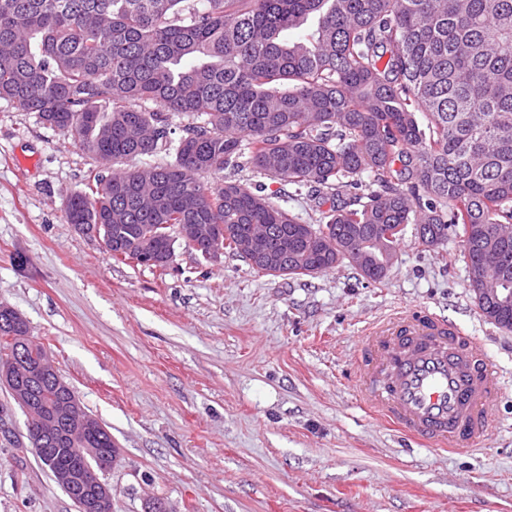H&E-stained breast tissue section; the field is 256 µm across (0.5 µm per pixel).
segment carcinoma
I'll use <instances>...</instances> for the list:
<instances>
[{
    "label": "carcinoma",
    "instance_id": "cac0c4a2",
    "mask_svg": "<svg viewBox=\"0 0 512 512\" xmlns=\"http://www.w3.org/2000/svg\"><path fill=\"white\" fill-rule=\"evenodd\" d=\"M184 2L0 0V100L112 167L68 198L67 223L115 259L148 241L155 267L198 235L233 253L266 236L284 266L259 273L347 260L375 282L412 224L463 239L470 286L512 290V0ZM245 167L329 208L310 224L261 184L208 181ZM481 312L512 330V302ZM27 389L52 475L101 469L112 436L49 439L39 415L60 391Z\"/></svg>",
    "mask_w": 512,
    "mask_h": 512
}]
</instances>
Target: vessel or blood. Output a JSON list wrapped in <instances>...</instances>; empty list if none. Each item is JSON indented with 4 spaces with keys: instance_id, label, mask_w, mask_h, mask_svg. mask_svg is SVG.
<instances>
[{
    "instance_id": "1",
    "label": "vessel or blood",
    "mask_w": 512,
    "mask_h": 512,
    "mask_svg": "<svg viewBox=\"0 0 512 512\" xmlns=\"http://www.w3.org/2000/svg\"><path fill=\"white\" fill-rule=\"evenodd\" d=\"M356 365L360 400L396 432L467 451L495 430L496 365L454 322L396 312L372 324Z\"/></svg>"
}]
</instances>
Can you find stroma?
Instances as JSON below:
<instances>
[{
    "label": "stroma",
    "instance_id": "obj_1",
    "mask_svg": "<svg viewBox=\"0 0 512 512\" xmlns=\"http://www.w3.org/2000/svg\"><path fill=\"white\" fill-rule=\"evenodd\" d=\"M98 168L0 100V304L110 431L112 512H512V331L479 310L458 237L428 247L406 228L377 282L345 262L275 277L182 246L148 267L66 223L68 196ZM224 178L320 217L311 189L249 168ZM421 308L460 323L502 375L497 429L475 450L413 444L359 404L365 328ZM25 421L0 385V512H75Z\"/></svg>",
    "mask_w": 512,
    "mask_h": 512
}]
</instances>
